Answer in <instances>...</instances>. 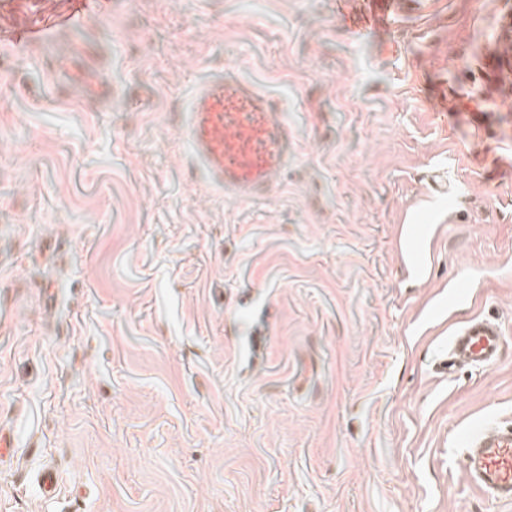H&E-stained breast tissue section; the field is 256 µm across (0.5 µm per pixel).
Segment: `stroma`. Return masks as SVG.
Here are the masks:
<instances>
[{
    "label": "stroma",
    "instance_id": "obj_1",
    "mask_svg": "<svg viewBox=\"0 0 512 512\" xmlns=\"http://www.w3.org/2000/svg\"><path fill=\"white\" fill-rule=\"evenodd\" d=\"M365 4L112 0L69 33L72 0H0V512H512L458 443L512 425V89L485 67L512 0H398L362 38ZM31 23L52 38L14 43ZM227 63L299 144L249 203L176 132ZM472 272L509 348L451 374Z\"/></svg>",
    "mask_w": 512,
    "mask_h": 512
}]
</instances>
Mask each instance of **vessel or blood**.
Wrapping results in <instances>:
<instances>
[{
  "label": "vessel or blood",
  "instance_id": "1",
  "mask_svg": "<svg viewBox=\"0 0 512 512\" xmlns=\"http://www.w3.org/2000/svg\"><path fill=\"white\" fill-rule=\"evenodd\" d=\"M178 133L206 184L242 200L264 197L297 156L282 102L232 64L192 89ZM505 346L500 325L473 314L452 330L445 366L491 369L500 364ZM463 448L469 482L497 501L512 503V428L472 431Z\"/></svg>",
  "mask_w": 512,
  "mask_h": 512
}]
</instances>
